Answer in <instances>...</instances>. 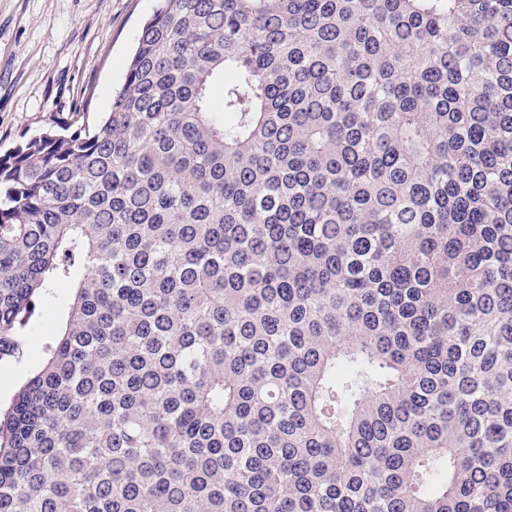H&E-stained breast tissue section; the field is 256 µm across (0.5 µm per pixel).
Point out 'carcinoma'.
Wrapping results in <instances>:
<instances>
[{"label":"carcinoma","instance_id":"carcinoma-1","mask_svg":"<svg viewBox=\"0 0 512 512\" xmlns=\"http://www.w3.org/2000/svg\"><path fill=\"white\" fill-rule=\"evenodd\" d=\"M0 512H512V0H164L0 155ZM64 313L59 303L39 305L35 316L30 322V332L26 343L20 346L23 352L24 366L0 362V405L6 406L15 392L23 383L25 375L35 369L42 360L41 343L54 337L51 336L62 325Z\"/></svg>","mask_w":512,"mask_h":512}]
</instances>
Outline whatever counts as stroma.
Returning a JSON list of instances; mask_svg holds the SVG:
<instances>
[{
    "mask_svg": "<svg viewBox=\"0 0 512 512\" xmlns=\"http://www.w3.org/2000/svg\"><path fill=\"white\" fill-rule=\"evenodd\" d=\"M160 0H0V154L61 122L96 126L122 82L143 21ZM59 304L38 306L23 366L0 362L7 405L62 325Z\"/></svg>",
    "mask_w": 512,
    "mask_h": 512,
    "instance_id": "obj_1",
    "label": "stroma"
}]
</instances>
